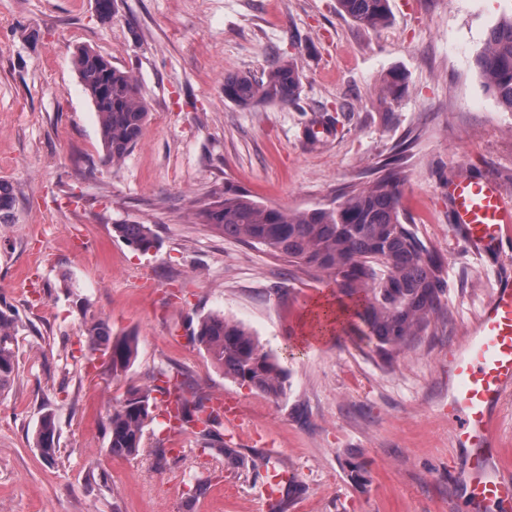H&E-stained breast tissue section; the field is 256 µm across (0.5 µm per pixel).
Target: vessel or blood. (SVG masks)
<instances>
[{
    "label": "vessel or blood",
    "instance_id": "1",
    "mask_svg": "<svg viewBox=\"0 0 512 512\" xmlns=\"http://www.w3.org/2000/svg\"><path fill=\"white\" fill-rule=\"evenodd\" d=\"M453 219L471 251L502 252L512 242V203L493 180L457 176L448 186ZM512 391V283H499L470 335L449 359L448 410L453 438L466 449L459 478L470 504L512 499V472L502 464L495 407Z\"/></svg>",
    "mask_w": 512,
    "mask_h": 512
}]
</instances>
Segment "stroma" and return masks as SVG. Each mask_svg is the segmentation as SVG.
<instances>
[{"label": "stroma", "mask_w": 512, "mask_h": 512, "mask_svg": "<svg viewBox=\"0 0 512 512\" xmlns=\"http://www.w3.org/2000/svg\"><path fill=\"white\" fill-rule=\"evenodd\" d=\"M367 29L336 0H0V302L17 314L18 369L0 393V512H512L472 508L453 493L464 449L448 414V360L512 251L469 254L451 219L448 182L491 178L512 201V112L474 64L512 0H389ZM88 47L130 71L149 105L140 141L117 163L74 67ZM297 63L296 105L239 107L224 76L262 78ZM403 73L399 98L383 92ZM333 121L318 141L308 127ZM405 175L401 207L445 260L447 288L428 329L394 360L338 333L304 338L335 286L199 223L198 207L246 190L270 206L307 209L384 176ZM153 225L158 250L115 237ZM242 322L286 370L280 400L240 385L192 336L201 317ZM138 338L113 375L91 350L85 320ZM189 402L235 401L223 447L199 427L156 416L135 457L113 456L107 416L159 372ZM53 412V461L33 443ZM236 464H227L225 450ZM363 462L366 484L350 465Z\"/></svg>", "instance_id": "stroma-1"}]
</instances>
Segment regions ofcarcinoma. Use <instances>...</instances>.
Returning a JSON list of instances; mask_svg holds the SVG:
<instances>
[{
    "instance_id": "obj_1",
    "label": "carcinoma",
    "mask_w": 512,
    "mask_h": 512,
    "mask_svg": "<svg viewBox=\"0 0 512 512\" xmlns=\"http://www.w3.org/2000/svg\"><path fill=\"white\" fill-rule=\"evenodd\" d=\"M337 4L342 16L367 28L383 25L389 18L388 0H337ZM476 65L498 105L512 112V15L488 30ZM75 68L98 114L106 160L118 162L138 142L149 116L138 81L91 48L79 50ZM299 89L298 69L285 59L271 61L263 80L245 74L224 76L225 99L243 108L287 107L296 102ZM400 186V173L392 168L333 206L297 211L264 205L244 191L226 187L224 196L199 207L197 217L226 237L259 245L308 274L333 280L354 306L344 330L390 364L427 330L446 288L443 259L405 222ZM112 230L143 253L157 247L150 224H114ZM86 333L91 349L104 345L110 350L112 375L126 372L135 361L136 336L111 341L101 320L88 322ZM16 334L15 313L0 309V393L11 385L17 370ZM193 334L225 376L276 400L284 395L285 373L277 357L264 350L244 324L211 314L198 321ZM157 393L180 402L182 421L200 422L205 436L216 435L220 417L213 413L201 417L205 412L201 405L190 412L182 385L170 383L162 373L152 385L130 390L113 407L106 427L113 454L126 457L143 448ZM57 443L55 415L47 412L35 431L34 445L50 461Z\"/></svg>"
}]
</instances>
